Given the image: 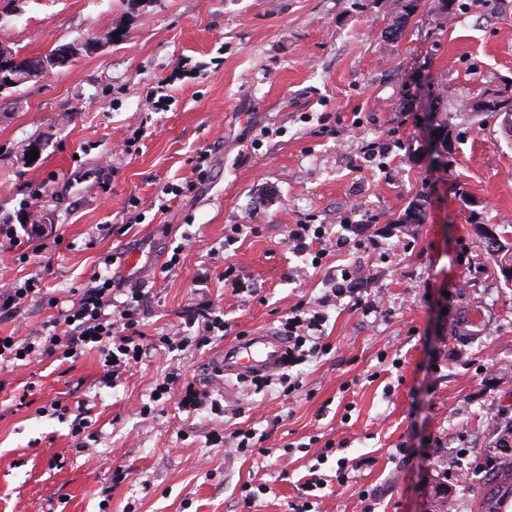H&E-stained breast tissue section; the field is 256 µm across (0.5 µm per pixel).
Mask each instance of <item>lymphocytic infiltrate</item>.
<instances>
[{
  "label": "lymphocytic infiltrate",
  "mask_w": 512,
  "mask_h": 512,
  "mask_svg": "<svg viewBox=\"0 0 512 512\" xmlns=\"http://www.w3.org/2000/svg\"><path fill=\"white\" fill-rule=\"evenodd\" d=\"M114 282L108 276H96L94 286L84 290L81 297L56 319V331L28 341H17L11 336H0V357L31 363L40 357L75 358L85 350L97 351L100 363L108 374L141 363L150 347L139 330L143 302L140 290L129 292L122 309L111 312ZM322 310L306 304L292 307L280 327L288 339V364L296 366L308 357L325 351Z\"/></svg>",
  "instance_id": "obj_1"
}]
</instances>
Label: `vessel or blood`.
Wrapping results in <instances>:
<instances>
[{"instance_id":"obj_1","label":"vessel or blood","mask_w":512,"mask_h":512,"mask_svg":"<svg viewBox=\"0 0 512 512\" xmlns=\"http://www.w3.org/2000/svg\"><path fill=\"white\" fill-rule=\"evenodd\" d=\"M288 357L284 336L258 332L225 345L218 371L227 378L255 379L272 376L283 368Z\"/></svg>"}]
</instances>
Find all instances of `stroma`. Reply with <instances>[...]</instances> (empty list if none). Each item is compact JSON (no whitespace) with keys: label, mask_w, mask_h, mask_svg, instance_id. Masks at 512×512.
I'll use <instances>...</instances> for the list:
<instances>
[{"label":"stroma","mask_w":512,"mask_h":512,"mask_svg":"<svg viewBox=\"0 0 512 512\" xmlns=\"http://www.w3.org/2000/svg\"><path fill=\"white\" fill-rule=\"evenodd\" d=\"M64 44L66 66L0 94V222L17 232L0 241V288L40 286L0 336L48 335L110 255L115 298L144 291L156 347L111 383L94 350L0 368V512H503L512 476L487 462L512 421V282L478 230L512 250V137L480 106L512 98V0H0L1 48ZM418 196L422 221L399 223ZM295 224L352 245L312 266L288 245ZM347 270L361 276L325 309L329 353L291 368L298 390L226 395L225 343L279 330ZM207 312L227 331L201 346ZM164 377L207 383L218 410L153 402ZM55 401L85 404V448ZM238 428L268 456L213 442ZM313 472L325 484L308 494Z\"/></svg>","instance_id":"obj_1"}]
</instances>
